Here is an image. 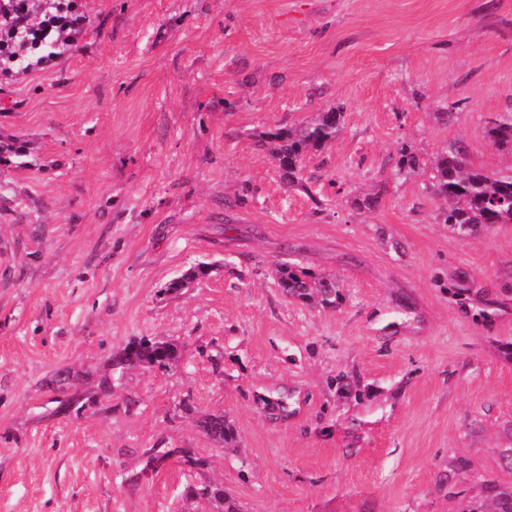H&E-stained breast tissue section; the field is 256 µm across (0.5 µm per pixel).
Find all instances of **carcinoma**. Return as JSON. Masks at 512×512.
<instances>
[{
	"mask_svg": "<svg viewBox=\"0 0 512 512\" xmlns=\"http://www.w3.org/2000/svg\"><path fill=\"white\" fill-rule=\"evenodd\" d=\"M66 6L65 0H0V75L23 74L39 63L64 54L72 38L65 35L59 17ZM342 123V113L330 109L318 112L306 125L296 129H278L265 134V138L279 142L273 158L278 166L294 177L304 152L320 148L336 139ZM488 133L494 145L512 146V113L504 112L489 120ZM26 147L18 142L0 143V160H12L18 168L28 166ZM420 166V159L404 145L396 162V175L402 176ZM431 193L448 203L442 209L443 222L458 234L469 236L482 228L495 224H512V170L483 172L472 170L464 147L453 144L449 152L438 157L434 164ZM213 266L200 263L182 277L169 283L168 291L178 292L188 283L207 278ZM282 292L304 302L319 297L323 305L336 303V283L321 280L311 283L307 272L294 266L278 270ZM178 345L150 336L134 337L112 354V370L121 372L130 367L144 369L165 368L178 361ZM53 414L78 413L92 403L78 394L56 400ZM199 429L214 443L226 446L234 441V428L222 413H204L197 418ZM145 463L141 473H157L162 460L177 459L183 471L194 474L204 461L187 448L155 446L143 452ZM182 500L193 504L207 503L215 512H240L224 484L211 481H188L184 484Z\"/></svg>",
	"mask_w": 512,
	"mask_h": 512,
	"instance_id": "carcinoma-1",
	"label": "carcinoma"
}]
</instances>
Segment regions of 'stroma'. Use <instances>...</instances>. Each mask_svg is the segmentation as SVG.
Masks as SVG:
<instances>
[{
	"mask_svg": "<svg viewBox=\"0 0 512 512\" xmlns=\"http://www.w3.org/2000/svg\"><path fill=\"white\" fill-rule=\"evenodd\" d=\"M61 57L0 76V512H169L189 448L241 512H496L512 495V224L461 237L426 185L512 169V0H74ZM455 105L457 118L437 114ZM342 112L292 187L262 133ZM420 159L394 177L402 144ZM377 196L372 208L355 199ZM212 273L166 286L193 266ZM335 306L283 295L282 265ZM499 302L492 320L450 285ZM136 336L178 344L95 392ZM134 407H126V399ZM234 426L231 448L196 427ZM488 133L494 145L500 147L510 145L512 147V113H499L491 118ZM196 423L199 429L221 448L235 440L234 428L224 417V413H204L197 418ZM143 456L145 457V463L142 470L139 472L142 475H140L138 479L142 481L148 480L152 474L158 472L159 467L157 464L160 461H169L174 457H176V461L181 466L183 471L189 473V476L197 473V470L204 466L203 459L196 457V455L192 454L191 451L187 448L176 449L155 446L153 448H147L143 452Z\"/></svg>",
	"mask_w": 512,
	"mask_h": 512,
	"instance_id": "1",
	"label": "stroma"
}]
</instances>
